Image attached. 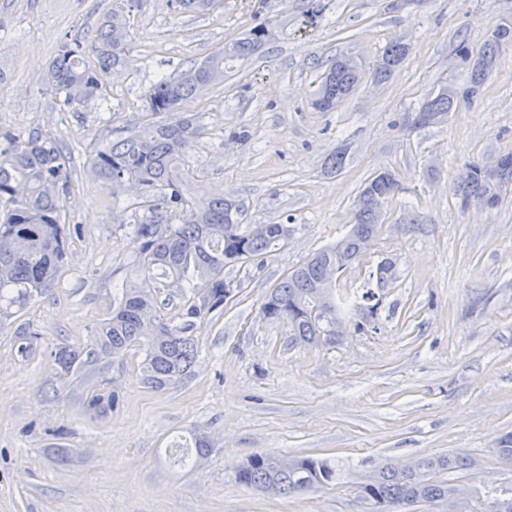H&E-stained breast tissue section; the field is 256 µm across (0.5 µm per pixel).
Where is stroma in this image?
<instances>
[{"mask_svg":"<svg viewBox=\"0 0 512 512\" xmlns=\"http://www.w3.org/2000/svg\"><path fill=\"white\" fill-rule=\"evenodd\" d=\"M112 0H0V132L38 131L69 158L61 202L69 235L49 292L0 320V512H371L357 484L386 461L459 451L474 468L440 472L475 489L512 482L496 451L512 433V192L489 209H460L454 184L472 160L512 150V48L479 97L445 122L411 123L427 94L463 83L459 37L480 47L512 20V0H213L204 11L176 0H138L120 80L101 79L72 110L43 76L75 36L93 40ZM273 40L229 63L224 83L184 101L205 132L186 166L204 195L241 201L248 224L290 223L287 246L260 264L224 270L235 296L198 324L191 375L164 388L140 380V347L58 378L54 352L89 343L135 270L132 196L112 197L88 172L93 148L128 133L147 92L261 22ZM409 44L385 83L363 75L335 110L312 100L331 59L371 67L392 40ZM345 164L326 173L327 156ZM396 173L401 190L371 249L337 281L359 286L384 260L394 277L375 327L333 345L292 346L287 320L264 319L266 295L288 270L336 242L373 173ZM38 333L29 354L22 331ZM115 393L106 415L92 390ZM209 436L194 469L168 462L178 442ZM72 451L57 460L58 449ZM256 455L314 456L335 481L305 494L239 485Z\"/></svg>","mask_w":512,"mask_h":512,"instance_id":"stroma-1","label":"stroma"}]
</instances>
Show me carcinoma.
I'll return each instance as SVG.
<instances>
[{"mask_svg":"<svg viewBox=\"0 0 512 512\" xmlns=\"http://www.w3.org/2000/svg\"><path fill=\"white\" fill-rule=\"evenodd\" d=\"M132 0H115L85 56L84 38L53 58L43 79L45 86L64 94L65 104L79 109L99 90L98 71L119 65L125 55L128 30L125 9ZM271 27L260 23L244 36L224 44L192 65L175 80L161 79L149 91L151 119L135 123L134 132L104 149H92L90 173L116 197L133 192L147 206L149 216L135 225L140 241L137 266L139 281L125 286L111 315L101 323L90 343L61 346L54 361L61 374L103 358L122 354L138 344L144 348L142 382L152 388L174 385L190 373L198 348L194 339L198 319L224 305V268L254 263L270 249L285 245L292 232L287 224H245L241 204L224 197L200 198L192 191L194 175L185 168L186 150L203 133L196 118L158 121L155 116L176 112L182 101L224 83L226 60L253 55L270 42ZM512 42V21L500 23L478 50L462 39L456 55L462 57L468 79L462 85H446L427 98L413 118V126L426 127L445 121L462 101L473 100L488 76L501 63V44ZM409 53L408 44L392 41L373 63V79L382 82L400 68ZM360 67L350 58L333 60L321 74L313 105L321 112L335 109L358 86ZM512 187V152L501 164L488 166L478 160L464 165L458 176L456 196L460 207L473 203L494 206ZM400 191L390 170L376 172L359 191L353 215L356 234L313 254L289 271L271 290L261 312L266 319L288 320L290 343L319 346L336 343V325L355 312L364 323L375 321L380 301L371 288L360 294L336 295V274L360 260L357 236H377L385 219V205ZM70 192L66 158L54 138L34 132L20 139L0 132V200L11 207L0 218V317L11 308H24L46 293L64 266L68 241L60 196ZM161 276L168 286L188 290L181 323L172 325L157 312L153 281ZM465 455L423 456L410 470L386 463L358 484L360 495L373 512H400L404 506L444 501L448 512H501L503 490L485 499L467 492L466 507L453 508L456 492L465 487L434 479L442 471L468 469ZM335 470L312 457L272 459L252 457L238 472V483L261 490L274 488L290 495L317 490L330 483Z\"/></svg>","mask_w":512,"mask_h":512,"instance_id":"carcinoma-1","label":"carcinoma"}]
</instances>
